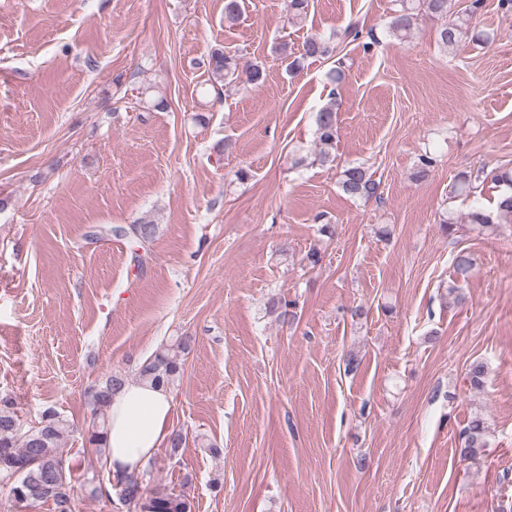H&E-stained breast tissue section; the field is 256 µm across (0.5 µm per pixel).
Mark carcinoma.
Masks as SVG:
<instances>
[{"mask_svg": "<svg viewBox=\"0 0 512 512\" xmlns=\"http://www.w3.org/2000/svg\"><path fill=\"white\" fill-rule=\"evenodd\" d=\"M401 8L394 11L389 23L392 36L405 40L414 34L422 21L423 14L407 6V0H398ZM426 7V14L445 21L440 30V42L445 49L453 48L459 42L461 34L468 23L464 16L453 15L452 0H420ZM242 14L241 0H224V22L230 26L236 24ZM336 52V45L331 40L312 36L303 45V56L307 58H329ZM208 69L214 83L244 82L257 84L263 79L262 67L258 64L239 68L235 59L224 54L220 49L211 52ZM336 94H331L325 106L318 112V141L320 145V161L332 162L335 157L331 149L336 145L337 137ZM485 174L484 169L464 174L455 184L454 189L463 193H474ZM491 181L499 188L495 209L486 211L474 208L467 215L469 224L478 233L492 235L498 232L501 224L512 222V170L500 169L490 173ZM338 186L341 191L352 199L369 200L379 197V183L362 165L350 166L340 172ZM157 233L154 221L141 218L130 225L128 234L140 248L153 242ZM454 285L449 293L455 295L456 302L464 303L465 295L459 293L458 283L466 282L473 270V260L464 250L456 252L452 259ZM188 349V341L167 346L146 360L139 368L138 378L155 387L170 388L183 373L181 353ZM487 367L481 361L469 364L467 377L471 386L483 387ZM125 383L124 376L110 374L91 388L90 403L94 408L87 430L82 432L83 441L98 456L100 463L107 464L106 435L108 416L105 414L109 401L116 391ZM20 423L15 402L10 397H0V481H10L14 473L25 468L31 474L30 483L15 482L10 486L13 499L23 505L50 501L54 512H73L75 484L72 470L66 467L63 459L62 442L78 431L76 425L60 416L52 409L44 410L40 425L19 434L17 425ZM459 459L470 460L485 447V426L481 417L475 416L461 431ZM122 485L119 489L127 497H135L142 493L144 500L139 506L140 512H194L193 500L185 493L175 494L161 488L148 490L144 480L139 476H123L115 478Z\"/></svg>", "mask_w": 512, "mask_h": 512, "instance_id": "cac0c4a2", "label": "carcinoma"}]
</instances>
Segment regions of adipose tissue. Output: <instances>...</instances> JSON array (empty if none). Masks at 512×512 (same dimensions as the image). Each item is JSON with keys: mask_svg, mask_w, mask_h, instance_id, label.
<instances>
[{"mask_svg": "<svg viewBox=\"0 0 512 512\" xmlns=\"http://www.w3.org/2000/svg\"><path fill=\"white\" fill-rule=\"evenodd\" d=\"M174 405L168 389L130 379L108 408L106 454L113 471L141 469L172 432Z\"/></svg>", "mask_w": 512, "mask_h": 512, "instance_id": "1", "label": "adipose tissue"}]
</instances>
